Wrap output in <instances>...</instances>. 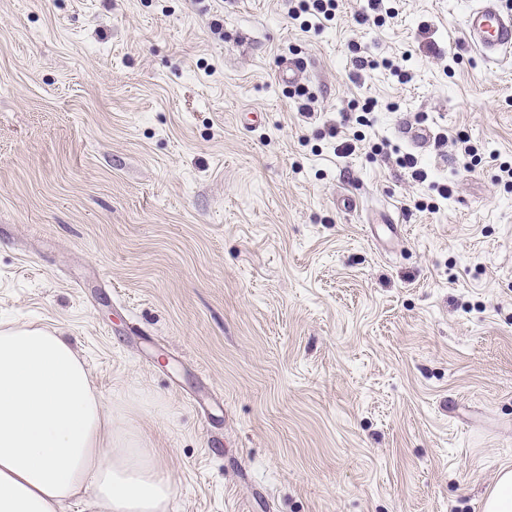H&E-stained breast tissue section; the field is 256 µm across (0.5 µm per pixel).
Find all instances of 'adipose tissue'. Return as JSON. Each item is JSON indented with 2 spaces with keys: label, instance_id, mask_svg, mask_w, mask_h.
Returning a JSON list of instances; mask_svg holds the SVG:
<instances>
[{
  "label": "adipose tissue",
  "instance_id": "1",
  "mask_svg": "<svg viewBox=\"0 0 512 512\" xmlns=\"http://www.w3.org/2000/svg\"><path fill=\"white\" fill-rule=\"evenodd\" d=\"M88 488L112 512H170L176 495L65 336L0 324V512H59Z\"/></svg>",
  "mask_w": 512,
  "mask_h": 512
}]
</instances>
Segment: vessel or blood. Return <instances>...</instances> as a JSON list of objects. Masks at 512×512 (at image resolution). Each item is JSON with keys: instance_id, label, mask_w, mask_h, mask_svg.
<instances>
[{"instance_id": "b4317fda", "label": "vessel or blood", "mask_w": 512, "mask_h": 512, "mask_svg": "<svg viewBox=\"0 0 512 512\" xmlns=\"http://www.w3.org/2000/svg\"><path fill=\"white\" fill-rule=\"evenodd\" d=\"M466 45L486 59L512 55V12L503 11L499 0H477L463 19Z\"/></svg>"}]
</instances>
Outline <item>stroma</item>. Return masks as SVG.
Listing matches in <instances>:
<instances>
[{
  "mask_svg": "<svg viewBox=\"0 0 512 512\" xmlns=\"http://www.w3.org/2000/svg\"><path fill=\"white\" fill-rule=\"evenodd\" d=\"M473 2L0 0V322L138 402L171 512H482L512 467V67ZM294 6L289 8V16L293 20H298L305 16L314 21L315 28H319L323 21L331 22L336 18V12L339 9V0H297ZM304 19L300 27L304 30L310 29L313 22ZM499 0H480L464 16L466 45L486 59L496 61L512 52V12L503 11Z\"/></svg>",
  "mask_w": 512,
  "mask_h": 512,
  "instance_id": "35a3bbf8",
  "label": "stroma"
}]
</instances>
